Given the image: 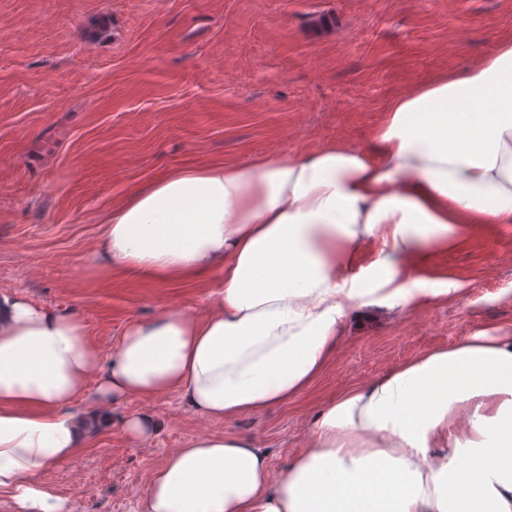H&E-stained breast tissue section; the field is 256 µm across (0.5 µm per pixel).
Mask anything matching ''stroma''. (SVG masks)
<instances>
[{
	"mask_svg": "<svg viewBox=\"0 0 512 512\" xmlns=\"http://www.w3.org/2000/svg\"><path fill=\"white\" fill-rule=\"evenodd\" d=\"M510 35L512 0H0V289L75 313L104 358L164 307L202 311L215 277L87 275L100 223L126 194L175 168L368 144L394 96ZM415 276L440 296L366 308L297 399L223 421L173 394L130 398L47 482L72 512H136L175 449L224 432L254 437L278 472L344 389L512 328V224L474 225ZM128 413L163 427L130 440Z\"/></svg>",
	"mask_w": 512,
	"mask_h": 512,
	"instance_id": "obj_1",
	"label": "stroma"
}]
</instances>
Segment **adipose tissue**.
I'll return each instance as SVG.
<instances>
[{
  "mask_svg": "<svg viewBox=\"0 0 512 512\" xmlns=\"http://www.w3.org/2000/svg\"><path fill=\"white\" fill-rule=\"evenodd\" d=\"M473 224H512V38L392 98L371 145L178 168L128 193L93 268L212 273L218 289L202 313L130 325L105 359L77 316L0 289V512H72L45 475L124 399L174 393L219 420L294 400L373 284L418 301L401 282L421 249ZM139 512H512V331L344 390L280 473L251 437H194L152 471Z\"/></svg>",
  "mask_w": 512,
  "mask_h": 512,
  "instance_id": "ef3b65f1",
  "label": "adipose tissue"
}]
</instances>
